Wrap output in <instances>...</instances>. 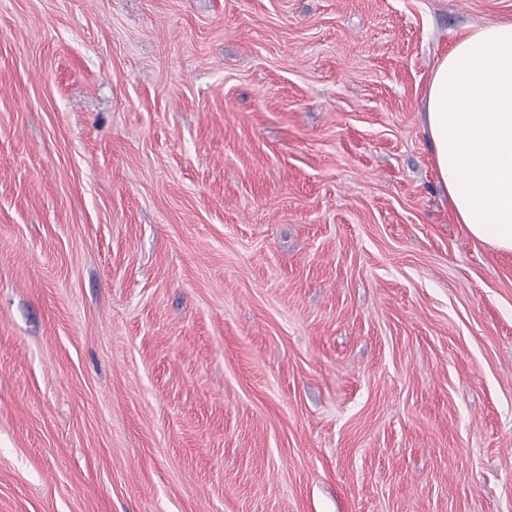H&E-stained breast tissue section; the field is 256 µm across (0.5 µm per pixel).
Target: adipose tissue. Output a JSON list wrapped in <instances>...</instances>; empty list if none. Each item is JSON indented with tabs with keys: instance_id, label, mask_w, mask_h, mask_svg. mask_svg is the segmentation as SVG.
I'll return each instance as SVG.
<instances>
[{
	"instance_id": "1",
	"label": "adipose tissue",
	"mask_w": 512,
	"mask_h": 512,
	"mask_svg": "<svg viewBox=\"0 0 512 512\" xmlns=\"http://www.w3.org/2000/svg\"><path fill=\"white\" fill-rule=\"evenodd\" d=\"M423 131L456 223L512 252V21L470 28L435 60Z\"/></svg>"
}]
</instances>
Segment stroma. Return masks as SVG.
I'll return each instance as SVG.
<instances>
[{
	"label": "stroma",
	"instance_id": "1",
	"mask_svg": "<svg viewBox=\"0 0 512 512\" xmlns=\"http://www.w3.org/2000/svg\"><path fill=\"white\" fill-rule=\"evenodd\" d=\"M512 0H0V512H512V253L431 67Z\"/></svg>",
	"mask_w": 512,
	"mask_h": 512
}]
</instances>
